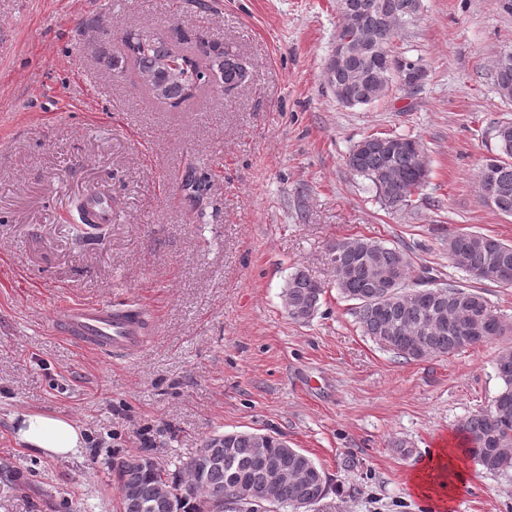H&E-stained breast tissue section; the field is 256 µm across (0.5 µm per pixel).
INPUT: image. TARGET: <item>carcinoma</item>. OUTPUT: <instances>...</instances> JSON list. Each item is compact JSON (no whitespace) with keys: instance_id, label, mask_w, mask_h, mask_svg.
Here are the masks:
<instances>
[{"instance_id":"1","label":"carcinoma","mask_w":512,"mask_h":512,"mask_svg":"<svg viewBox=\"0 0 512 512\" xmlns=\"http://www.w3.org/2000/svg\"><path fill=\"white\" fill-rule=\"evenodd\" d=\"M361 23L340 19L336 36L349 39L355 51L344 65L328 79V86L339 104L358 94L364 98L356 105H366L384 97L393 76L412 62L393 54L392 44L399 29L386 32L388 19L408 8L412 14L420 9V0H352ZM123 54L115 56L102 47L97 63L105 70L118 71L123 63L132 62L142 83L154 98L174 105L191 99L197 90L212 83L221 88H238L248 82L249 65L231 49L213 43L205 52V65L197 58L177 49L160 36L129 30L122 36ZM498 94L512 98V60L495 70ZM500 156L488 161L491 168L482 170L479 178L485 200L504 216H512V123H499L493 128ZM410 138L371 134L358 141L349 151L346 164L356 175L369 181L384 207L401 211L412 206L413 196L422 190L427 175L421 173ZM194 221L202 224L206 217L204 199L209 191L208 177L195 162L185 165L181 174ZM78 231L92 237L103 226L86 218L85 203L77 201ZM332 254L347 265L346 274L335 279L343 298L353 302V315L362 333L389 347L406 360L444 356L458 352L475 335L461 312L485 313L483 335L495 338L504 334L506 326L491 307L484 292L473 285L455 281L442 282L434 269L425 267L428 282L441 286L432 289L422 301L405 286L409 273L407 257L398 249L364 237H348L336 242ZM448 255L453 266L479 284L493 283L488 269L498 262L512 270V244L495 237L462 232L448 238ZM323 288L301 271L288 278L282 292L284 307L312 319L318 311ZM507 362L497 360L496 372L500 389L493 402L499 411L489 416L479 411L459 428L466 440L468 456L487 472L512 468V352ZM230 448L224 447L223 435L208 438L213 453L219 457L204 481H199L192 460L179 464L186 479L173 476L156 465L148 467L146 455H131L119 463L123 512H172L162 499V490L170 486L182 496L181 512H210V499H224V512H237V506L249 501L233 493L234 481L244 480L258 489L268 482L267 464L275 462L290 473L288 482L279 488L275 506L310 508L327 494L329 483L325 473L302 452L287 448L280 438L269 433L237 431L229 434Z\"/></svg>"}]
</instances>
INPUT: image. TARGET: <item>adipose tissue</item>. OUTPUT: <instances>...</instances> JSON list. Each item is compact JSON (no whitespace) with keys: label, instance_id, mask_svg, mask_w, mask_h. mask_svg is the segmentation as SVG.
Wrapping results in <instances>:
<instances>
[{"label":"adipose tissue","instance_id":"1","mask_svg":"<svg viewBox=\"0 0 512 512\" xmlns=\"http://www.w3.org/2000/svg\"><path fill=\"white\" fill-rule=\"evenodd\" d=\"M19 423L17 434L22 444L44 454L69 457L79 455L83 450L80 428L66 418L23 413L19 416ZM462 456L463 451L459 448L437 449L426 468L411 474V488H424L439 478L464 480L466 472Z\"/></svg>","mask_w":512,"mask_h":512}]
</instances>
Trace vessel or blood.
I'll use <instances>...</instances> for the list:
<instances>
[{
  "label": "vessel or blood",
  "instance_id": "b4317fda",
  "mask_svg": "<svg viewBox=\"0 0 512 512\" xmlns=\"http://www.w3.org/2000/svg\"><path fill=\"white\" fill-rule=\"evenodd\" d=\"M148 313L143 305L75 302L64 309L55 328L93 351L129 352L139 349L148 335L141 325Z\"/></svg>",
  "mask_w": 512,
  "mask_h": 512
}]
</instances>
